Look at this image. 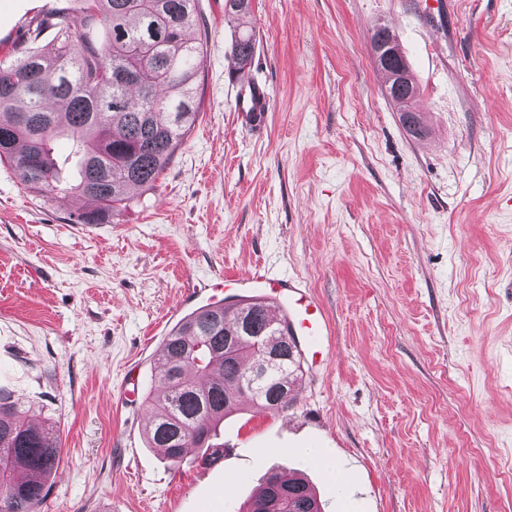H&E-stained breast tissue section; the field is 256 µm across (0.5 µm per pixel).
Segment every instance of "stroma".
<instances>
[{
    "instance_id": "obj_1",
    "label": "stroma",
    "mask_w": 512,
    "mask_h": 512,
    "mask_svg": "<svg viewBox=\"0 0 512 512\" xmlns=\"http://www.w3.org/2000/svg\"><path fill=\"white\" fill-rule=\"evenodd\" d=\"M65 0H0V56ZM200 0V115L153 190L106 224L0 162V390L55 421L41 512H238L300 471L324 512H512V0ZM420 88L422 136L384 94L376 24ZM273 102L234 110L236 30ZM297 277L333 334L278 411L225 418L220 464L144 440L155 361L187 294ZM331 449L339 487L309 458ZM298 453L310 456L320 461L325 468L331 473H336V480L342 484L349 482V477L344 469L336 463L335 457L328 448H296Z\"/></svg>"
}]
</instances>
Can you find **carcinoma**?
I'll return each mask as SVG.
<instances>
[{
	"label": "carcinoma",
	"mask_w": 512,
	"mask_h": 512,
	"mask_svg": "<svg viewBox=\"0 0 512 512\" xmlns=\"http://www.w3.org/2000/svg\"><path fill=\"white\" fill-rule=\"evenodd\" d=\"M34 20L0 59V162L11 163L26 189L90 198L96 208L77 216L80 224H105L133 208V190L149 191L198 118V70L207 37L198 0H77ZM251 0H224V15L250 12ZM47 30L53 44H35ZM372 50L389 55L385 73L409 69L396 35L374 28ZM240 79L254 54L252 33L232 45ZM391 101L413 136L423 133L417 84L390 86ZM65 138L71 152L61 158L54 143ZM266 302L253 299L220 308L202 307L170 332L156 358L162 395L151 407L148 444L172 464L190 449L209 461L224 451L211 443L218 424L243 401L277 410L282 389L293 392L301 363L288 347L281 324ZM284 357L272 380L254 390L242 378L268 353ZM56 425L35 427L11 397L0 392V512H40L47 482L56 472ZM244 512H322L304 479L272 472Z\"/></svg>",
	"instance_id": "cac0c4a2"
}]
</instances>
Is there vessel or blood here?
I'll list each match as a JSON object with an SVG mask.
<instances>
[{"label":"vessel or blood","mask_w":512,"mask_h":512,"mask_svg":"<svg viewBox=\"0 0 512 512\" xmlns=\"http://www.w3.org/2000/svg\"><path fill=\"white\" fill-rule=\"evenodd\" d=\"M272 94L269 86L255 80L239 82L236 92V110L245 125L258 130L265 125V116L271 109ZM242 290H270L279 293L284 301L291 303L296 323L305 338V346L312 354H319L325 336L331 335L329 320L320 302L309 288L292 280L274 281L258 271L234 279L219 277L210 285L202 299L207 304L221 303L225 298L226 284Z\"/></svg>","instance_id":"b4317fda"}]
</instances>
